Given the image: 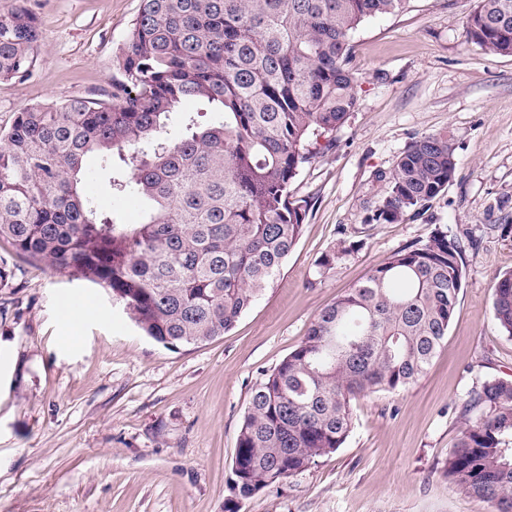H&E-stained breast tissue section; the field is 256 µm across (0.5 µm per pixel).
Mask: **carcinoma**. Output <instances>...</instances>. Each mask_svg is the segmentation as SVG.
<instances>
[{
    "instance_id": "obj_1",
    "label": "carcinoma",
    "mask_w": 512,
    "mask_h": 512,
    "mask_svg": "<svg viewBox=\"0 0 512 512\" xmlns=\"http://www.w3.org/2000/svg\"><path fill=\"white\" fill-rule=\"evenodd\" d=\"M409 0H141L106 99L34 104L0 134V242L105 288L165 347L229 331L302 236L308 201L292 185L356 105L352 34ZM468 42L512 54V0H477ZM39 19L0 14V80L28 79ZM187 102L220 113L201 127ZM94 158L112 194L141 201L126 224L85 188ZM448 136L399 156L373 220L418 214L454 180ZM465 246L448 230L394 251L323 309L252 389L236 441L229 502L340 448L351 400L399 393L425 373L464 286ZM493 316L512 337V273L493 285ZM448 454L457 490L512 512V378L476 383Z\"/></svg>"
}]
</instances>
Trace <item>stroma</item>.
Segmentation results:
<instances>
[{
  "mask_svg": "<svg viewBox=\"0 0 512 512\" xmlns=\"http://www.w3.org/2000/svg\"><path fill=\"white\" fill-rule=\"evenodd\" d=\"M141 0H29L37 62L0 82V131L28 105L112 90ZM477 0H410L350 39L357 106L296 177L304 232L273 284L223 336L168 348L143 335L105 291L16 255L0 286V512H224L252 388L300 343L318 313L435 225L467 241L466 282L426 374L398 393L356 396L342 448L239 501L234 512H492L456 491L445 462L476 382L512 377V337L492 287L512 271V56L467 42ZM444 134L456 175L419 214L373 215L385 178L418 137ZM100 208L128 224L140 205L90 170ZM354 249L330 269L318 261ZM79 297L73 321L60 313Z\"/></svg>",
  "mask_w": 512,
  "mask_h": 512,
  "instance_id": "35a3bbf8",
  "label": "stroma"
}]
</instances>
